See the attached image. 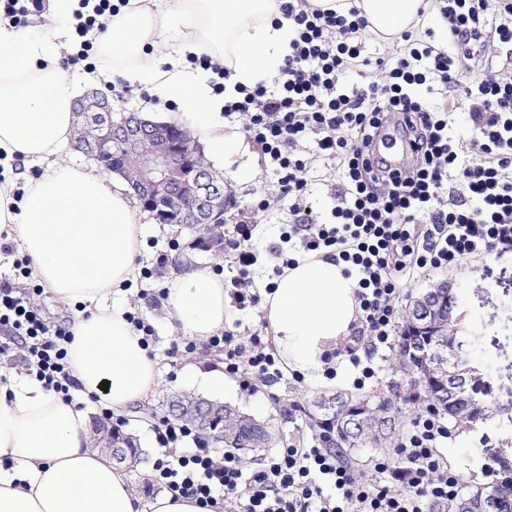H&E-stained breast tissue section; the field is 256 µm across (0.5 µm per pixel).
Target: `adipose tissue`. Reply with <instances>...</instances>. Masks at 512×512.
<instances>
[{
	"label": "adipose tissue",
	"instance_id": "1",
	"mask_svg": "<svg viewBox=\"0 0 512 512\" xmlns=\"http://www.w3.org/2000/svg\"><path fill=\"white\" fill-rule=\"evenodd\" d=\"M421 0H357L369 30L390 40L417 20ZM109 21L91 35L94 70L63 64L74 55L65 29L81 0H50L42 25L0 18V224L27 258L33 279L59 303L76 306L67 345L82 400L98 398L124 416L157 386L156 359L117 303L134 280L142 226L113 177L65 162L73 106L83 86L119 76L177 103L217 156L236 152L225 133L224 96L191 67L207 55L227 67V90L277 77L292 26L277 0H113ZM43 166L21 179L16 163ZM173 322L204 342L223 330L224 278L207 267L173 271L165 300ZM264 316L286 372L323 378L325 358L349 336L359 311L357 277L321 253L299 255L265 294ZM109 389H101V382ZM0 512H207L168 493L144 503L112 459L87 446V414L30 376L0 382Z\"/></svg>",
	"mask_w": 512,
	"mask_h": 512
}]
</instances>
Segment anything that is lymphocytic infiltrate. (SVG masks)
<instances>
[{
	"label": "lymphocytic infiltrate",
	"instance_id": "f902f5d3",
	"mask_svg": "<svg viewBox=\"0 0 512 512\" xmlns=\"http://www.w3.org/2000/svg\"><path fill=\"white\" fill-rule=\"evenodd\" d=\"M448 24L452 41L466 46L454 59L412 31L401 35L395 56L363 57L360 39L367 27L356 6L325 12L308 0H279V10L294 29L280 70L279 93L264 83L240 86L224 104L225 114L244 116L248 137L273 166L283 196L295 217L289 237L305 251L327 252L358 273L361 321L358 334L370 338V355L390 348L396 335L392 299L397 283L414 269L460 265L493 253L512 258V77L485 73L466 92L473 135L459 145L448 134V113L428 107L421 89L430 80L457 83L471 45L492 39L512 47V0H498L500 21L488 26L483 0H433ZM374 66L381 74L366 87L339 89L350 66ZM401 121L416 161L389 168L374 151L389 119ZM317 134L318 148L343 172L337 205L329 220L313 218L307 166L296 147ZM423 232H415V224ZM0 326L24 339V362L46 389L66 394L75 387L65 348L66 330L50 331L31 302V292L0 286ZM223 347L224 368L238 375L243 390L255 379L274 382L281 371L261 336L241 351L234 336L209 340ZM162 456L154 482L179 496L220 508L239 502L241 512H435L455 499L460 476L444 464L440 447L449 432L434 409L416 414L411 432L397 447L398 465L382 460L402 490L382 482H357L335 449L325 444H289L265 456L244 473L231 452L170 418L155 426ZM333 494H325V487Z\"/></svg>",
	"mask_w": 512,
	"mask_h": 512
}]
</instances>
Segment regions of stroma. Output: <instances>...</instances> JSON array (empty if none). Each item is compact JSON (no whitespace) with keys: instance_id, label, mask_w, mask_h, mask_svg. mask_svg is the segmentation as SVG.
<instances>
[{"instance_id":"stroma-1","label":"stroma","mask_w":512,"mask_h":512,"mask_svg":"<svg viewBox=\"0 0 512 512\" xmlns=\"http://www.w3.org/2000/svg\"><path fill=\"white\" fill-rule=\"evenodd\" d=\"M475 58L470 71L463 73L457 85L447 88L438 84L427 95L428 102L432 104L445 98L459 102V109L450 116V133L463 145L472 136L467 110L462 106L467 86L489 71L512 76V52L507 48L491 43L478 51ZM224 128L239 133L241 140L237 152L218 162L216 168L229 178L228 185L236 202L234 223L245 222L255 227L249 243L254 254L253 265L247 271H240L234 251L229 247L220 258L191 248L193 235L190 231L154 223L143 212L139 215L143 236L138 259L143 274L128 285L119 298L127 312L142 318L153 331L149 344L157 362L159 385L149 396L147 404L153 408L154 414L142 419L128 416L121 425L122 431L136 437L142 454L146 456L157 458L161 455L154 425L157 418L166 414V397L177 392L196 394L200 391L198 382L187 370L188 365L207 368L224 360L223 351L204 343L196 344L193 351H186L188 336L176 329L169 319L164 300L172 258L182 256L193 263L222 270L224 290L229 295L233 294L236 282L243 274L247 275L257 294H264L272 281L273 268L281 265L283 259V234L288 229L291 216L287 200L281 197L278 178L267 155L244 137L241 117L225 118ZM297 151L307 163V177L313 190L312 209L318 216L327 217L336 204L342 171L322 156L314 138L304 140ZM258 197L267 202L266 209L259 212L252 208L253 200ZM485 263L493 272L492 277L485 281L476 278L464 266L419 270L400 283L394 307L396 315H403L411 296L442 280L454 282L464 302L462 323L488 353L494 393L500 403L508 404L512 402V261L489 256ZM367 347L365 337L348 336L329 353L321 382L310 383L285 374L272 385L255 382L250 393L233 387L223 400L268 424L277 443L298 441L304 446H312L314 432L310 427L311 419L322 421L330 416L329 411L319 408V401L339 393L370 395L384 389L393 380L394 352L388 349L373 360L375 377L366 380L363 386H354L348 352L354 349L362 354ZM484 435L489 438L485 446L479 443ZM487 447L494 451L512 448V424L494 420L470 429H452L443 456L454 470L462 474V489L488 484V477L480 469V457Z\"/></svg>"}]
</instances>
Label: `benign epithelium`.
I'll return each mask as SVG.
<instances>
[{"label":"benign epithelium","instance_id":"benign-epithelium-1","mask_svg":"<svg viewBox=\"0 0 512 512\" xmlns=\"http://www.w3.org/2000/svg\"><path fill=\"white\" fill-rule=\"evenodd\" d=\"M81 111L103 120L104 134L83 154L106 164L112 159V147L123 143L133 148L140 174L137 200L142 209L160 224H168V216L176 214L175 223L186 227L192 224H209L217 217L229 220L228 210L234 199L224 179L216 178L208 169L196 163L197 154L183 152L180 148L181 126L176 123H156L135 113L112 119V103L103 93L78 100ZM448 317L441 318L439 308L420 300L409 309L404 347L413 350L417 336H445L448 334L449 315L453 314L454 285L444 283ZM450 357L447 346L427 350L423 354L421 378L435 384L449 376L462 381L464 374L449 370ZM336 434L355 428L387 427L389 420L371 413L368 400L346 402L345 411L332 420Z\"/></svg>","mask_w":512,"mask_h":512}]
</instances>
